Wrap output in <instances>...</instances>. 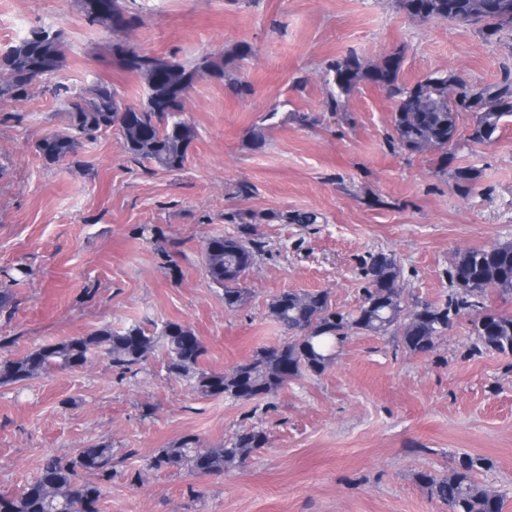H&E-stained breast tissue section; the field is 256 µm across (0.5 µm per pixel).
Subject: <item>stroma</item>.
<instances>
[{
	"instance_id": "obj_1",
	"label": "stroma",
	"mask_w": 512,
	"mask_h": 512,
	"mask_svg": "<svg viewBox=\"0 0 512 512\" xmlns=\"http://www.w3.org/2000/svg\"><path fill=\"white\" fill-rule=\"evenodd\" d=\"M132 28L89 27L76 0H0V52L36 28L64 30V66L37 78L26 100L0 99V358L45 344L177 320L202 340V366L221 372L288 335L269 316L282 292L325 290L333 308L355 309L368 255L393 254L404 302L441 303L458 252L512 241V121L490 144L449 147L451 167L479 178L458 193L430 156L392 144L395 102L363 84L340 111L325 101L326 66L354 52L402 51L411 85L436 71L467 84L499 81L512 66V32L489 38L448 19L418 21L397 0H125ZM123 40L163 57L231 58L249 43L235 95L198 78L185 98L195 139L182 169L133 160L117 131L82 140L47 164L36 141L64 132L56 83H108L129 105L143 82L111 62ZM262 147L250 130L270 110ZM305 112L312 123L291 119ZM313 212L314 224L292 223ZM257 223L263 248L242 286L243 306L224 305L206 271L204 242ZM30 274L11 281L16 267ZM468 316L432 351L393 336L359 333L318 377L285 383L260 403L205 398L168 378L162 352L119 375L95 355L79 369L0 385V495L37 479L47 455L103 444L115 476L101 512H448L416 475L447 473L453 456L490 461L478 480L512 512V356L478 353ZM268 444L223 472L155 470L159 449L186 435L218 448L243 427Z\"/></svg>"
}]
</instances>
